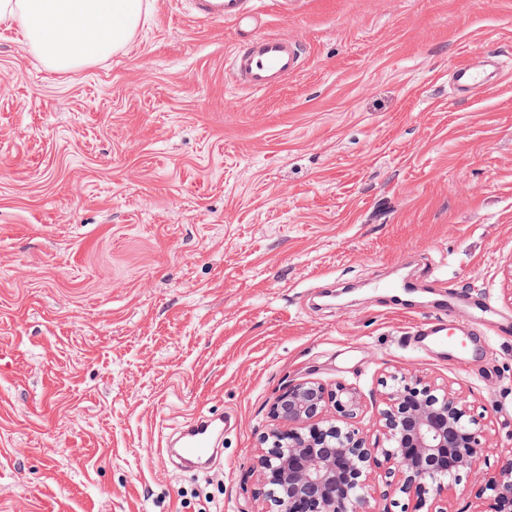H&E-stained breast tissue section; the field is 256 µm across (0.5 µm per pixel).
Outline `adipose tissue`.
Returning <instances> with one entry per match:
<instances>
[{
  "instance_id": "obj_1",
  "label": "adipose tissue",
  "mask_w": 512,
  "mask_h": 512,
  "mask_svg": "<svg viewBox=\"0 0 512 512\" xmlns=\"http://www.w3.org/2000/svg\"><path fill=\"white\" fill-rule=\"evenodd\" d=\"M146 13L145 0H0V25L19 27L28 50L58 72L125 47Z\"/></svg>"
}]
</instances>
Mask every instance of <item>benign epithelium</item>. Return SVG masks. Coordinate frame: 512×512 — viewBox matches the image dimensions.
<instances>
[{
  "label": "benign epithelium",
  "mask_w": 512,
  "mask_h": 512,
  "mask_svg": "<svg viewBox=\"0 0 512 512\" xmlns=\"http://www.w3.org/2000/svg\"><path fill=\"white\" fill-rule=\"evenodd\" d=\"M382 386L381 445L353 425L362 406L355 389L306 377L280 391L252 466L271 512H375L395 492L421 509L478 471L481 426L462 396L416 376L392 374ZM475 498L488 499L491 512H512L511 451Z\"/></svg>",
  "instance_id": "1"
}]
</instances>
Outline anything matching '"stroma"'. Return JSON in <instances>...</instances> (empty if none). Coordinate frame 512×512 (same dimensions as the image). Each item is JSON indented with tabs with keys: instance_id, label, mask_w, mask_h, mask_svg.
Instances as JSON below:
<instances>
[{
	"instance_id": "35a3bbf8",
	"label": "stroma",
	"mask_w": 512,
	"mask_h": 512,
	"mask_svg": "<svg viewBox=\"0 0 512 512\" xmlns=\"http://www.w3.org/2000/svg\"><path fill=\"white\" fill-rule=\"evenodd\" d=\"M133 41L44 68L0 28V512H265L255 448L288 381L374 400L393 372L463 395L480 472L512 448V329L459 365L415 348L407 276L512 321V0H264L306 65L253 92L241 34L147 0ZM436 279L438 289L427 288ZM224 416L209 471L162 459ZM453 77V86L459 96H466L473 89L481 86L485 80L480 72L468 65L455 67Z\"/></svg>"
}]
</instances>
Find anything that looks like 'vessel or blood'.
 <instances>
[{"mask_svg":"<svg viewBox=\"0 0 512 512\" xmlns=\"http://www.w3.org/2000/svg\"><path fill=\"white\" fill-rule=\"evenodd\" d=\"M195 16L214 22H231L244 36L231 54V69L238 85L255 92L283 85L303 66L299 46L279 35L258 30L257 6L261 0H189ZM453 86L458 95L469 94L484 82L482 74L467 65L455 67ZM457 296L439 304L433 318L416 334L417 344L452 359L462 361L481 350L489 330L481 320L471 327L456 325L453 313ZM224 432L222 418L195 415L177 429L180 453L190 464L201 466L212 457L214 445Z\"/></svg>","mask_w":512,"mask_h":512,"instance_id":"1","label":"vessel or blood"}]
</instances>
